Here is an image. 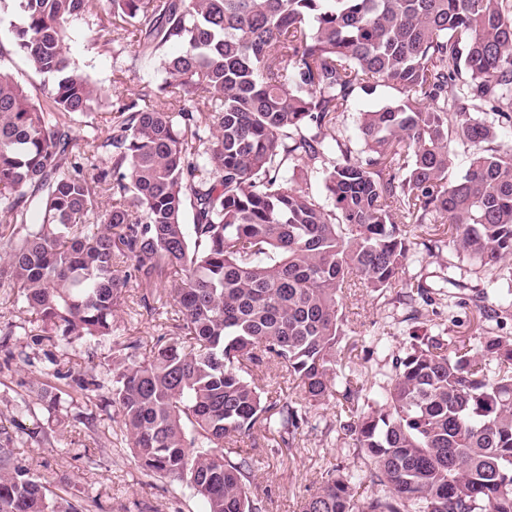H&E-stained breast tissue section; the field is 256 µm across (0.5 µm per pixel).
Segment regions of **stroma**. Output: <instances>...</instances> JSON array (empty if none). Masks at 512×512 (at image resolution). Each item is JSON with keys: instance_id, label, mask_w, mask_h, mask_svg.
Instances as JSON below:
<instances>
[{"instance_id": "35a3bbf8", "label": "stroma", "mask_w": 512, "mask_h": 512, "mask_svg": "<svg viewBox=\"0 0 512 512\" xmlns=\"http://www.w3.org/2000/svg\"><path fill=\"white\" fill-rule=\"evenodd\" d=\"M98 11V5H91L87 12L65 23L64 43L71 62L91 75L111 100L133 94L145 81L159 80V64L154 59L139 62L122 80H115L112 56L96 41ZM451 264L461 269L463 285L453 291L460 304L451 310L441 305L423 307L432 332L444 331L465 340L474 338L483 328L496 326L495 320L481 318V310L486 309L504 312L503 332L512 335V308H506L502 293L485 290L489 273L471 265L452 248L429 253L416 247L406 275L435 287ZM175 285L172 279L162 284V301L152 310L139 307L140 288L128 286L115 320L118 334L140 338L148 345L155 343L171 324V290ZM344 304L345 340L352 347L343 360L345 372L361 395L378 396L392 373L393 356L406 348L412 333L425 325L411 319L409 307L399 303L392 292L377 296L360 288L345 298ZM4 324L14 331L11 346L25 351L29 360L13 362L11 368L0 371V425L12 426L18 407L22 402L30 403L32 412L24 421L26 430L18 434L14 446L37 477L45 481L53 474H66L84 496L96 500L91 512H137L140 503L155 506L157 512H204L200 499L142 474L118 424L109 418L102 395L85 397L63 387L64 408L54 416L37 404L35 392L47 384L43 370L53 359L76 374L95 369L102 382H110L111 342L87 339L57 345L39 340L35 314L13 292H0V326ZM342 413L341 406L333 401L319 408L313 428L305 430L291 448L260 432L238 440V447L254 463L252 495L263 501L266 512H299L301 501L320 486L329 468L354 467L353 440L340 427ZM37 426L47 430L46 439L28 437V429ZM83 448L88 449V456H80Z\"/></svg>"}]
</instances>
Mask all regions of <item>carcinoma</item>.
Instances as JSON below:
<instances>
[{"label": "carcinoma", "instance_id": "1", "mask_svg": "<svg viewBox=\"0 0 512 512\" xmlns=\"http://www.w3.org/2000/svg\"><path fill=\"white\" fill-rule=\"evenodd\" d=\"M13 2L12 51L48 92L34 102L0 70V289L44 339H101L129 284L150 310L179 278L174 336L113 357L108 405L142 473L205 512H265L250 458L224 443L264 431L290 448L340 396L362 466L327 470L300 512H512V336H415L378 400L337 381L346 291L433 304L405 278L416 231L512 283V0H104L102 49L161 71L107 112L64 49L89 0ZM379 88L398 98L347 135L350 101ZM271 364L294 395L264 399L254 374ZM48 374L102 388L55 360ZM37 400L61 402L50 386ZM13 426L0 512H87L34 478L12 445L39 432Z\"/></svg>", "mask_w": 512, "mask_h": 512}]
</instances>
